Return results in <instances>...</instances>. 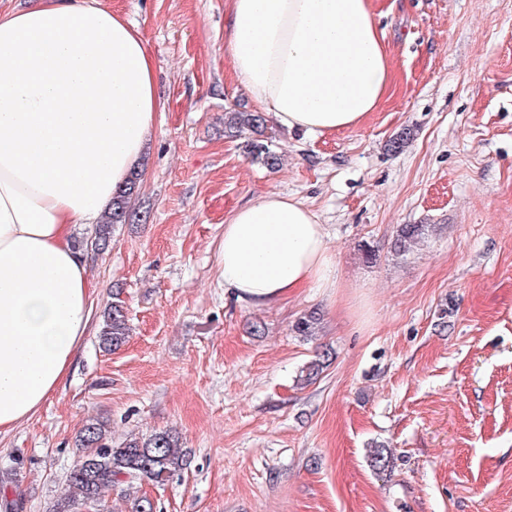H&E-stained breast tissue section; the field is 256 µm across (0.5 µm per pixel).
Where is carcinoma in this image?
<instances>
[{
  "instance_id": "carcinoma-1",
  "label": "carcinoma",
  "mask_w": 512,
  "mask_h": 512,
  "mask_svg": "<svg viewBox=\"0 0 512 512\" xmlns=\"http://www.w3.org/2000/svg\"><path fill=\"white\" fill-rule=\"evenodd\" d=\"M225 133L231 137H246L245 152L251 160L269 170L280 166L281 158L261 136L267 129V119L262 112H241L231 109L224 113ZM414 140V132L404 128L389 141V149L400 152ZM140 195V177L133 172L123 189L113 197L112 207L102 223L96 225L94 236L85 244L96 253H103L112 244L115 227L119 224L147 223L149 211L131 206ZM427 231L425 224H404L398 230L395 251L404 253L409 246L422 238ZM131 336V327L122 301L115 300L105 310L99 329V341L108 351L124 346ZM75 445L79 455L66 474L64 497L57 501L52 512H77L87 503L102 506L105 492L117 486L135 489L147 480L164 485L187 468L190 460L180 447L178 438L169 431L149 435H131L119 442L112 440L107 425L91 419L79 431ZM371 466L379 472L392 467L391 454L377 448L371 454Z\"/></svg>"
}]
</instances>
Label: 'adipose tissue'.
<instances>
[{"instance_id": "ef3b65f1", "label": "adipose tissue", "mask_w": 512, "mask_h": 512, "mask_svg": "<svg viewBox=\"0 0 512 512\" xmlns=\"http://www.w3.org/2000/svg\"><path fill=\"white\" fill-rule=\"evenodd\" d=\"M227 49L277 125L323 135L375 111L391 79L370 0H232ZM162 102L139 27L100 0L0 13V433L68 375L92 318L95 224L144 155ZM316 215L276 191L224 225V288L255 306L336 285Z\"/></svg>"}]
</instances>
